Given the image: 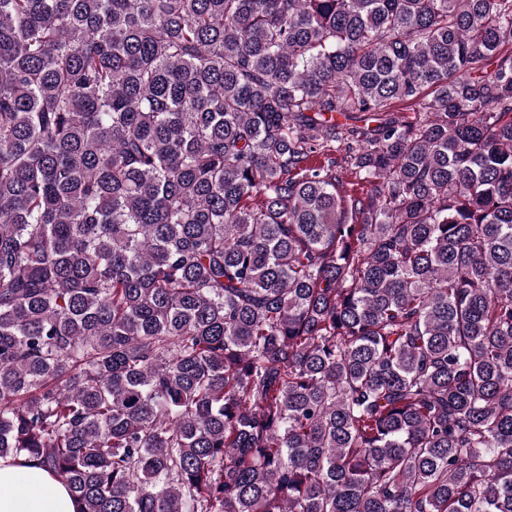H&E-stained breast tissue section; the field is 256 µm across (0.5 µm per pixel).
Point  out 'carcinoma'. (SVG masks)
<instances>
[{"label": "carcinoma", "instance_id": "1", "mask_svg": "<svg viewBox=\"0 0 512 512\" xmlns=\"http://www.w3.org/2000/svg\"><path fill=\"white\" fill-rule=\"evenodd\" d=\"M1 457L512 512V0H0Z\"/></svg>", "mask_w": 512, "mask_h": 512}]
</instances>
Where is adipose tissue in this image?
Listing matches in <instances>:
<instances>
[{"mask_svg":"<svg viewBox=\"0 0 512 512\" xmlns=\"http://www.w3.org/2000/svg\"><path fill=\"white\" fill-rule=\"evenodd\" d=\"M0 512H76L65 485L49 472L35 470L31 487L22 490L19 469L11 458H0Z\"/></svg>","mask_w":512,"mask_h":512,"instance_id":"1","label":"adipose tissue"}]
</instances>
